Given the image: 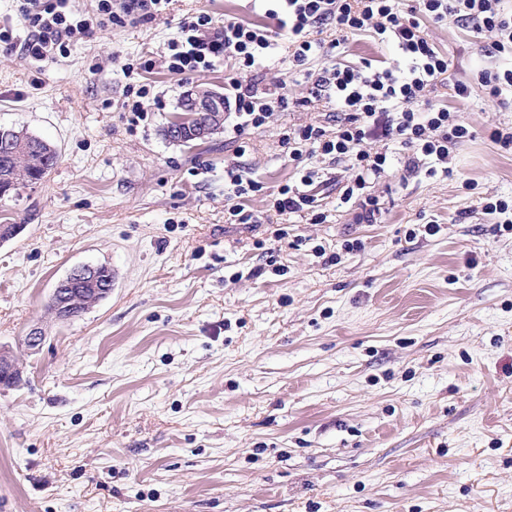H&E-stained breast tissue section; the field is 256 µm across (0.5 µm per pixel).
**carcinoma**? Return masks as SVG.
<instances>
[{"mask_svg": "<svg viewBox=\"0 0 512 512\" xmlns=\"http://www.w3.org/2000/svg\"><path fill=\"white\" fill-rule=\"evenodd\" d=\"M164 136L171 142L187 144L193 133L169 123ZM60 155L50 142L22 130L0 127V191L15 192L24 183L36 184L55 168Z\"/></svg>", "mask_w": 512, "mask_h": 512, "instance_id": "1", "label": "carcinoma"}]
</instances>
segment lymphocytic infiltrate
Returning <instances> with one entry per match:
<instances>
[{
  "instance_id": "obj_1",
  "label": "lymphocytic infiltrate",
  "mask_w": 512,
  "mask_h": 512,
  "mask_svg": "<svg viewBox=\"0 0 512 512\" xmlns=\"http://www.w3.org/2000/svg\"><path fill=\"white\" fill-rule=\"evenodd\" d=\"M170 0H96V13L76 18L68 9L69 0H22L19 27L0 26V50H20L36 62H51L65 55L72 41L88 37L94 29L154 19L166 11ZM269 17L278 22L277 30L234 20L216 23L207 12L183 18L180 36L161 60H146L145 68L161 65L169 72L194 76L209 71L220 57L235 59L240 70L249 72L275 48L278 38L288 41V58L295 71H306L320 53L321 42L314 40L315 29L334 24L338 36L371 31L381 41L392 44L405 59L406 68L363 62L350 67L336 64L321 69L312 82L305 104L321 100L335 103V131L321 124H291L280 127L278 143L289 160L300 163L299 181L278 189L271 201L280 215L310 212L322 220L317 199L307 194L313 171L303 168L304 159L320 156L348 162L356 175L344 185L343 202L357 204V220L376 224L381 209L376 197L367 194L369 175L384 172L388 154L370 150L371 142L396 141L408 151L405 168L416 172L421 159L447 162L459 145L473 138L470 125L460 112L433 104L430 89L444 83L448 73L447 55L429 41L420 17L432 22H453L490 39L488 53L512 54V12L503 0H417V16L405 17L398 0H275ZM25 38H18L17 29ZM234 100L239 143L236 154H245L242 137L249 130L267 126L273 109H287L285 97H271L256 85L240 78L227 79Z\"/></svg>"
}]
</instances>
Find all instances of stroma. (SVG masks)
<instances>
[{"label": "stroma", "mask_w": 512, "mask_h": 512, "mask_svg": "<svg viewBox=\"0 0 512 512\" xmlns=\"http://www.w3.org/2000/svg\"><path fill=\"white\" fill-rule=\"evenodd\" d=\"M265 9L171 0L52 62L0 52V126L60 152L47 178L0 199V224L20 227L0 244V348L21 371L0 387V512H512V234L476 202L512 197V150L487 137L512 126V106L452 91L512 57L422 20L450 63L430 97L458 107L475 139L433 176L406 175L390 143L368 183L378 224L341 202L347 164L311 159L325 219L292 215L301 243L282 246L270 226L229 222L224 167L261 182L248 204L266 210L294 177L277 129L332 112L303 106L309 84L287 50L255 75L291 106L248 132L239 159L231 114L202 141L163 135L182 92L224 89L234 60L198 76L122 71L166 53L184 16L264 24ZM338 60L402 62L367 32ZM130 83L162 99L134 129ZM83 264L115 267L117 288L55 319V284ZM35 325L45 340L32 353Z\"/></svg>", "instance_id": "obj_1"}]
</instances>
